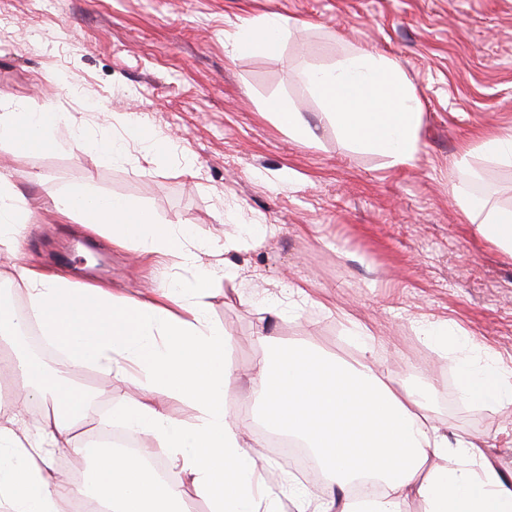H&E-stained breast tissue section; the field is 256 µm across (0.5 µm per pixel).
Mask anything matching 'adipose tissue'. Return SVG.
<instances>
[{"label": "adipose tissue", "instance_id": "ef3b65f1", "mask_svg": "<svg viewBox=\"0 0 512 512\" xmlns=\"http://www.w3.org/2000/svg\"><path fill=\"white\" fill-rule=\"evenodd\" d=\"M289 25L279 14L243 20L226 35L224 50L232 57L276 55ZM300 77L347 143L380 153L395 166L415 160L421 104L394 59L351 53L328 67L304 68ZM61 121L59 113L16 98L0 114V139L25 153L98 146L113 159L123 158L121 140L75 134L62 141ZM454 199L477 233L512 258V209L461 193ZM54 208L76 223L106 226L114 242L139 256L198 261L186 226L158 222L134 199L75 188L57 197ZM28 214L10 176L0 172V242H16ZM15 273L28 309L0 308V369L16 383L14 415L0 421V512H64L78 495L100 512H192L196 498L208 512H273L275 493L265 484L261 458L244 440L257 423L309 448L328 481L327 496L314 506L289 484L296 512H512V474L493 461L490 446L438 424L434 382L415 387L384 373L373 357L374 337L361 323L352 328L359 355L350 360L299 355L258 332L262 356L249 373L258 410L240 413L227 405L238 380L224 357L229 336L210 320L204 302L219 270H201L195 279L146 298L83 290L65 276L26 266ZM31 316L68 366H93L137 387L136 395L117 398L113 417L165 457L167 477L142 454L96 453L76 435L89 400L64 372L47 375L17 345V332ZM459 392L488 408L512 404V385L494 382L491 370L467 358L461 361ZM170 400L193 407L195 422L172 416ZM35 403L45 408L36 434L18 433L16 415ZM64 452L91 456L82 482L55 476L51 458Z\"/></svg>", "mask_w": 512, "mask_h": 512}]
</instances>
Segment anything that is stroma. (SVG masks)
Wrapping results in <instances>:
<instances>
[{
    "label": "stroma",
    "mask_w": 512,
    "mask_h": 512,
    "mask_svg": "<svg viewBox=\"0 0 512 512\" xmlns=\"http://www.w3.org/2000/svg\"><path fill=\"white\" fill-rule=\"evenodd\" d=\"M268 13L297 21L278 55L225 54L229 23ZM358 51L395 59L421 103L412 164L345 144L298 76ZM17 97L60 113L64 140L78 130L122 137L133 121L144 138L120 160L99 150L27 155L0 140V169L33 205L18 247H0L9 305L27 302L12 283L19 266L138 297L193 279L222 258L225 236L242 237L224 257L234 285L216 282L207 299L230 336L229 362L244 369L259 359L265 327L296 352L316 346L349 359L348 328L360 322L384 370L416 386L436 382L440 425L494 444L496 464L512 473V405L462 401L456 354L416 332L424 320L456 325L474 342L472 359L512 384V259L453 198L458 189L512 207V166L474 151L482 135L512 126V0H0V100ZM273 101L303 112L316 143L268 118ZM463 156L469 172L451 182L450 163ZM84 185L188 226L197 265L171 256L149 266L105 228L62 218L53 197ZM263 225L269 233L252 245ZM76 238L95 241L111 271L87 276L67 260ZM300 287L321 307L305 305ZM271 305L286 318H271ZM262 452L270 487L293 477L311 503L325 496L324 476Z\"/></svg>",
    "instance_id": "stroma-1"
}]
</instances>
